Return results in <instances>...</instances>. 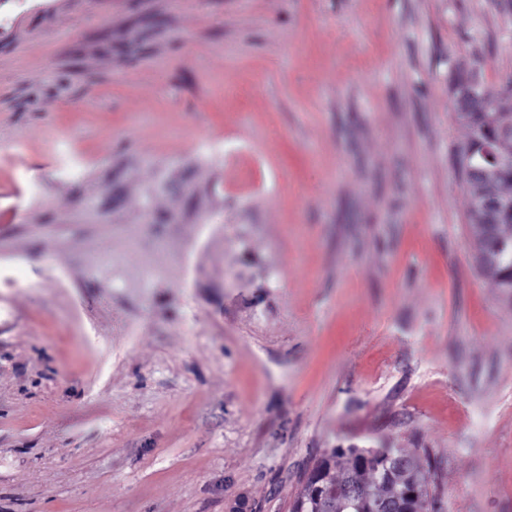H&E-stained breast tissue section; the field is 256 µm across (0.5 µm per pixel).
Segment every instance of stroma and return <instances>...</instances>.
I'll list each match as a JSON object with an SVG mask.
<instances>
[{
	"label": "stroma",
	"mask_w": 512,
	"mask_h": 512,
	"mask_svg": "<svg viewBox=\"0 0 512 512\" xmlns=\"http://www.w3.org/2000/svg\"><path fill=\"white\" fill-rule=\"evenodd\" d=\"M470 71L503 0H0V512H287L351 445L512 512Z\"/></svg>",
	"instance_id": "stroma-1"
}]
</instances>
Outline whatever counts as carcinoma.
I'll use <instances>...</instances> for the list:
<instances>
[{"label":"carcinoma","instance_id":"1","mask_svg":"<svg viewBox=\"0 0 512 512\" xmlns=\"http://www.w3.org/2000/svg\"><path fill=\"white\" fill-rule=\"evenodd\" d=\"M493 102L496 107L488 112L457 113L467 131L457 163L461 170L467 164L486 170L484 177L464 181L469 227L482 273L507 294L512 291V219L505 205L512 203V141L501 143L498 163L483 156L482 146L512 127V90L493 95ZM316 468L323 480L302 487L292 502L299 512H378L386 504L396 512H428L425 470L402 448H333Z\"/></svg>","mask_w":512,"mask_h":512}]
</instances>
